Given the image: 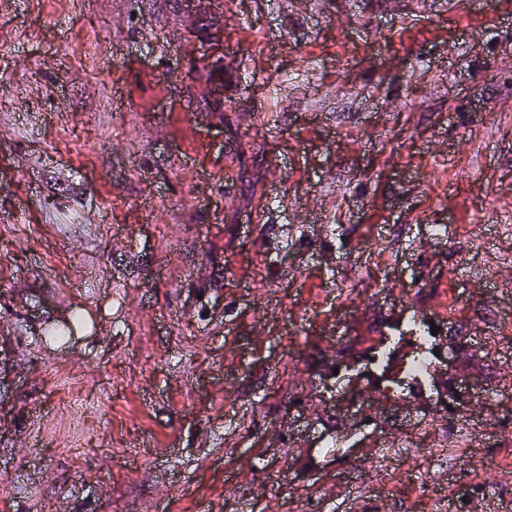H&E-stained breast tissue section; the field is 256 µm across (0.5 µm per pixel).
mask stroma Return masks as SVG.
<instances>
[{"label": "stroma", "mask_w": 512, "mask_h": 512, "mask_svg": "<svg viewBox=\"0 0 512 512\" xmlns=\"http://www.w3.org/2000/svg\"><path fill=\"white\" fill-rule=\"evenodd\" d=\"M495 209L512 0H0V512H512ZM439 304L468 448L330 371Z\"/></svg>", "instance_id": "obj_1"}]
</instances>
